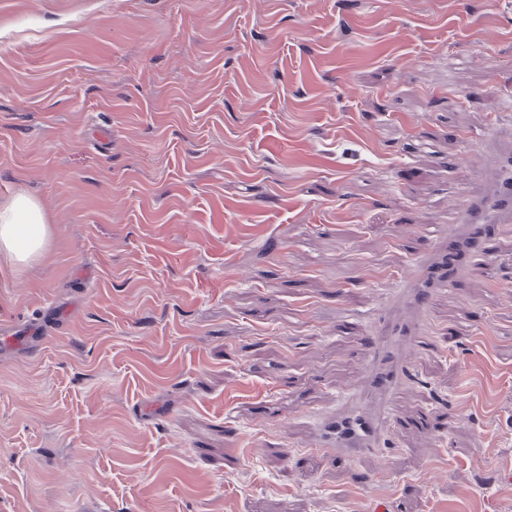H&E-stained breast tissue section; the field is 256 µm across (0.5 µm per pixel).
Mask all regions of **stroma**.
<instances>
[{"mask_svg":"<svg viewBox=\"0 0 512 512\" xmlns=\"http://www.w3.org/2000/svg\"><path fill=\"white\" fill-rule=\"evenodd\" d=\"M512 0H0V512H512V224L405 351L381 448L314 447L382 303L512 129ZM49 225L38 204L17 194L0 207V256L19 268L44 255L48 246ZM55 314L43 312L39 317L27 321L22 329L12 333H1L0 348L18 352L22 356L30 354L31 349L38 345L46 336H33L38 328L45 327L46 322L55 320Z\"/></svg>","mask_w":512,"mask_h":512,"instance_id":"35a3bbf8","label":"stroma"}]
</instances>
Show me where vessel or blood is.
<instances>
[{
  "mask_svg": "<svg viewBox=\"0 0 512 512\" xmlns=\"http://www.w3.org/2000/svg\"><path fill=\"white\" fill-rule=\"evenodd\" d=\"M512 223V136L492 138L479 174V186L463 193L455 224L426 232L428 249L405 280L403 307L388 309L368 353L363 403L346 400L324 415L314 444L352 455L379 447L390 420L392 395L405 373L403 347L420 331L419 321L439 289L458 283L471 256L494 248L498 225ZM50 312L27 321L22 329L0 335V348L29 355L38 345L35 332L53 320Z\"/></svg>",
  "mask_w": 512,
  "mask_h": 512,
  "instance_id": "obj_1",
  "label": "vessel or blood"
}]
</instances>
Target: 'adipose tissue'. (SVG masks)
<instances>
[{
  "instance_id": "ef3b65f1",
  "label": "adipose tissue",
  "mask_w": 512,
  "mask_h": 512,
  "mask_svg": "<svg viewBox=\"0 0 512 512\" xmlns=\"http://www.w3.org/2000/svg\"><path fill=\"white\" fill-rule=\"evenodd\" d=\"M49 226L38 204L18 194L0 205V258L19 268L39 259L48 246Z\"/></svg>"
}]
</instances>
